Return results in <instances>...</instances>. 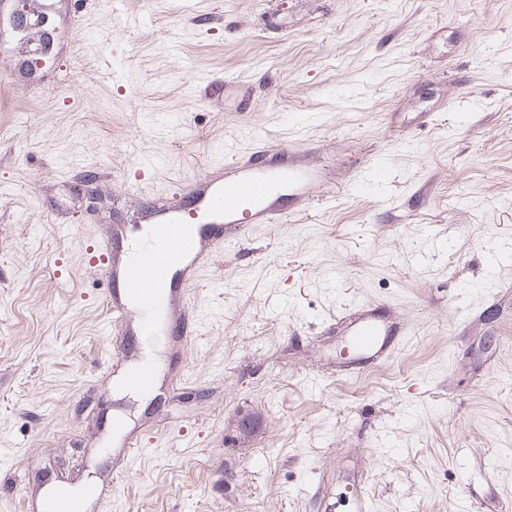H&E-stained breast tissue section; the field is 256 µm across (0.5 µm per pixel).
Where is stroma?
<instances>
[{
  "label": "stroma",
  "mask_w": 512,
  "mask_h": 512,
  "mask_svg": "<svg viewBox=\"0 0 512 512\" xmlns=\"http://www.w3.org/2000/svg\"><path fill=\"white\" fill-rule=\"evenodd\" d=\"M26 2L0 0V512L46 476L113 482L111 512H351L316 489L353 469L374 512H512V0H37L33 74ZM261 142L316 152L318 205L225 246L125 395L87 247ZM362 301L413 334L346 377L328 326ZM116 415L136 458L100 452Z\"/></svg>",
  "instance_id": "obj_1"
}]
</instances>
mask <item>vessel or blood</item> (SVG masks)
Returning <instances> with one entry per match:
<instances>
[{"instance_id":"vessel-or-blood-1","label":"vessel or blood","mask_w":512,"mask_h":512,"mask_svg":"<svg viewBox=\"0 0 512 512\" xmlns=\"http://www.w3.org/2000/svg\"><path fill=\"white\" fill-rule=\"evenodd\" d=\"M231 165L205 185L184 186L182 206L154 200L142 217L149 232L137 256L120 257L108 240L95 247L113 320L123 321L132 305L142 330L188 335V322L171 319L169 298L188 294L226 242L246 241L258 225L281 223L317 201L307 169L288 146L263 145L235 154ZM381 309V304L362 302L344 317L357 370L392 356L408 334Z\"/></svg>"}]
</instances>
